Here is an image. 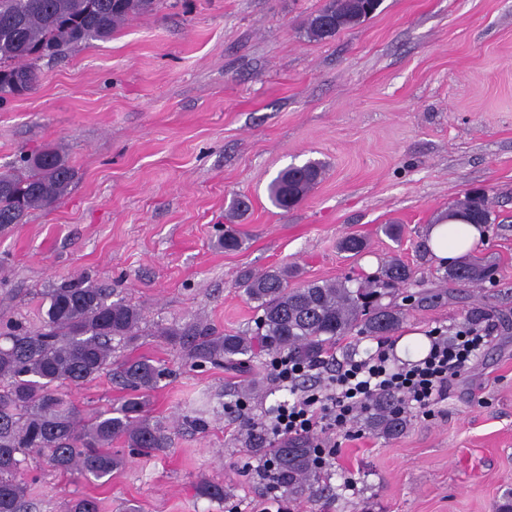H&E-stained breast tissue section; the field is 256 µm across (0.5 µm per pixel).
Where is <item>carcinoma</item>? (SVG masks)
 <instances>
[{
	"label": "carcinoma",
	"instance_id": "1",
	"mask_svg": "<svg viewBox=\"0 0 512 512\" xmlns=\"http://www.w3.org/2000/svg\"><path fill=\"white\" fill-rule=\"evenodd\" d=\"M159 0H0V102L28 94L41 78V62L55 59L92 41L106 40L130 18L151 12ZM370 0H325L309 19L305 35L322 41L352 28L369 16ZM325 165L308 161L282 170L268 188L271 204L288 211L320 181ZM78 177L59 149L43 148L0 168V226L21 224L31 211L48 208L66 196ZM444 217L469 224L495 223L484 197L468 196L448 206ZM245 238L229 228L219 238L226 252L243 248ZM297 271L280 267L246 274L244 295L254 304L252 335L218 333L198 321L159 327L154 335L187 352L196 367L210 365L248 372L261 352L293 353L316 361L339 336H389L406 318V309L391 301L413 276L410 266L393 257L381 275L350 288L343 281L290 284ZM493 276L483 258L470 255L445 270L443 279L480 284ZM49 303L41 327L29 329L11 320L0 323V512H28L35 479L27 460L35 455L51 468L77 474L101 485L120 465L112 445L129 453L168 448V430L148 417L153 392L170 375L147 355L114 357L112 342L131 346L143 335L141 309L114 297V290L87 279L65 280L46 293ZM113 370L126 394L117 404L90 413L74 407L60 392ZM366 422L386 437L403 433L408 420L395 402L381 397ZM315 448L303 438L274 449L275 472L288 493L302 497L313 491ZM198 494L224 501V487L203 483ZM68 512H100L93 496L68 503Z\"/></svg>",
	"mask_w": 512,
	"mask_h": 512
}]
</instances>
